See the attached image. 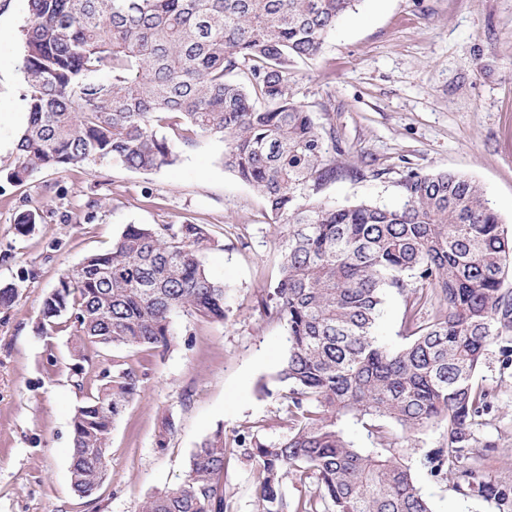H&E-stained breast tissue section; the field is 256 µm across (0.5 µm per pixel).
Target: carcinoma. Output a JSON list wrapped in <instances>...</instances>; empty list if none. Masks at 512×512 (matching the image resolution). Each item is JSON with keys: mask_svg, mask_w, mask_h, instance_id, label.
Returning a JSON list of instances; mask_svg holds the SVG:
<instances>
[{"mask_svg": "<svg viewBox=\"0 0 512 512\" xmlns=\"http://www.w3.org/2000/svg\"><path fill=\"white\" fill-rule=\"evenodd\" d=\"M359 0H28L22 69L28 121L8 174L117 161L135 171L175 165L176 146L224 142L222 163L283 224L280 275L263 308L284 323L288 436L244 449L256 465L262 512H432L401 444L439 426L445 443L423 467L462 497L512 512V481L487 464L498 444L480 435L494 390L477 372L492 345L512 367V233L471 178L414 173L397 207L317 197L336 178L312 113L293 100L288 69L317 57ZM38 210L19 215L29 233ZM215 244L203 224H128L104 252L66 269L42 302L40 332L78 337L70 367L79 391L70 477L94 496L112 426L139 392L132 368L94 373L113 347L165 349L179 313L226 318V289L205 270ZM389 292L405 298L404 343L377 336ZM365 432L363 443L348 438ZM221 431L191 456L183 483L143 512H228L219 480ZM317 491L289 502L290 476Z\"/></svg>", "mask_w": 512, "mask_h": 512, "instance_id": "1", "label": "carcinoma"}]
</instances>
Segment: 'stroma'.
<instances>
[{
    "instance_id": "35a3bbf8",
    "label": "stroma",
    "mask_w": 512,
    "mask_h": 512,
    "mask_svg": "<svg viewBox=\"0 0 512 512\" xmlns=\"http://www.w3.org/2000/svg\"><path fill=\"white\" fill-rule=\"evenodd\" d=\"M29 23L28 0H0V28L11 34L0 53V283L18 289L15 304L0 310V512H142L150 496L184 480L194 448L219 429L231 512H261L258 472L238 441L251 434L275 444L288 434L275 380L286 330L260 306L278 277L284 228L224 168V144L210 137L180 147L178 163L158 171L92 162L11 181L27 124L21 61ZM292 92L336 151L338 175L321 199L396 205L409 174L460 172L484 188L512 232V0H359L323 52L296 65ZM35 208L40 223L17 233L18 216ZM187 221L206 225L216 241L203 261L226 288L228 318L180 314L167 351L117 347L96 361L99 369L136 368L140 389L112 428L95 499L80 497L70 480L72 417L84 398L69 378L75 339L38 334L42 301L63 270L109 248L126 225ZM477 379L497 394L483 428L498 443L488 464L512 480V369L493 349ZM167 420L174 431L162 447ZM442 441L433 426L402 447L433 512H492L421 467Z\"/></svg>"
}]
</instances>
